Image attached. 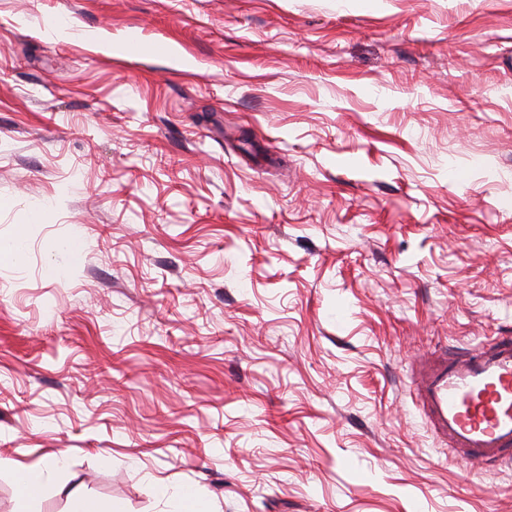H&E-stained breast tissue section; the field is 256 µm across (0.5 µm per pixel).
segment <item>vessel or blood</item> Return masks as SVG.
Instances as JSON below:
<instances>
[{
    "label": "vessel or blood",
    "mask_w": 512,
    "mask_h": 512,
    "mask_svg": "<svg viewBox=\"0 0 512 512\" xmlns=\"http://www.w3.org/2000/svg\"><path fill=\"white\" fill-rule=\"evenodd\" d=\"M412 385L431 431L464 460L483 466L512 455V336L422 360Z\"/></svg>",
    "instance_id": "b4317fda"
}]
</instances>
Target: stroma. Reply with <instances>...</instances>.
I'll list each match as a JSON object with an SVG mask.
<instances>
[{"label": "stroma", "mask_w": 512, "mask_h": 512, "mask_svg": "<svg viewBox=\"0 0 512 512\" xmlns=\"http://www.w3.org/2000/svg\"><path fill=\"white\" fill-rule=\"evenodd\" d=\"M19 235L0 459L64 456L39 512H512L409 377L512 331V0H0ZM162 498L174 502L176 510L169 512H212L207 502L197 498L193 493L188 495L184 488H175L168 494V488L165 487ZM67 512H122L121 506L112 501L104 502L83 491L76 490L68 496Z\"/></svg>", "instance_id": "35a3bbf8"}]
</instances>
